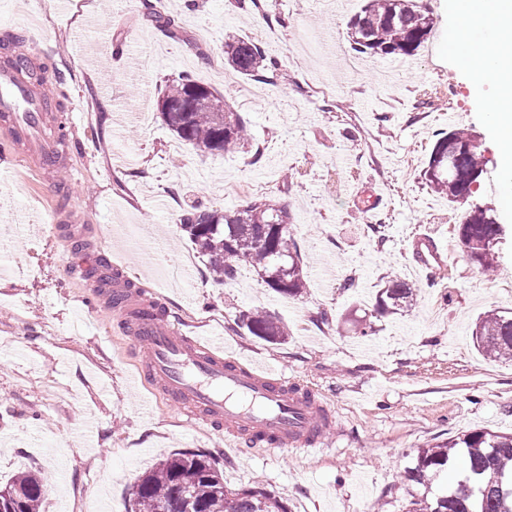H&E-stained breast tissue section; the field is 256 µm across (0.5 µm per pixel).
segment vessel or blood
<instances>
[{
    "mask_svg": "<svg viewBox=\"0 0 512 512\" xmlns=\"http://www.w3.org/2000/svg\"><path fill=\"white\" fill-rule=\"evenodd\" d=\"M50 100L25 83L16 70L0 69V159L12 160L11 144L24 134L32 150L51 156L42 140L44 111ZM417 261L444 265L435 240L423 233L415 239ZM115 309L130 330L128 349H142L140 385L158 391L178 406L187 424L203 425L232 446L249 444L267 453L289 447L312 453L323 431L334 421L326 392L303 388L280 374L256 371L224 354L219 336L201 337L167 311L146 289H130L126 279L115 281Z\"/></svg>",
    "mask_w": 512,
    "mask_h": 512,
    "instance_id": "1",
    "label": "vessel or blood"
}]
</instances>
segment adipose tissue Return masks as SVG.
Listing matches in <instances>:
<instances>
[{"mask_svg": "<svg viewBox=\"0 0 512 512\" xmlns=\"http://www.w3.org/2000/svg\"><path fill=\"white\" fill-rule=\"evenodd\" d=\"M457 17L450 51L471 85L484 94L485 119L499 145V166L512 188V0H452Z\"/></svg>", "mask_w": 512, "mask_h": 512, "instance_id": "1", "label": "adipose tissue"}]
</instances>
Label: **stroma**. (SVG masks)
<instances>
[{"mask_svg":"<svg viewBox=\"0 0 512 512\" xmlns=\"http://www.w3.org/2000/svg\"><path fill=\"white\" fill-rule=\"evenodd\" d=\"M174 16L179 38L147 17L142 0H0V37L56 66L73 96L72 123L50 128L83 142V154L39 173L0 177V228L12 250L0 275V481L25 470L50 477L41 512H134L135 478L175 452L220 450L222 439L186 426L128 390L133 357L119 355L110 304L85 314L77 265L111 252L124 275L150 288L199 333L224 337L244 365L271 366L330 392L339 420L314 456L252 449L224 457V485L285 495L291 512H406L400 474L417 448L488 427L512 433V361L483 358L471 327L485 311L512 308V207L501 202L496 143L480 98L448 55V0H421L435 33L412 56L353 54L347 25L363 0H152ZM254 40L286 81L242 76L224 60L228 31ZM191 75L249 122L247 149L215 153L183 145L156 101ZM467 130L484 164L470 200L448 203L420 174L437 133ZM176 198L159 211L164 190ZM385 203L368 208L367 193ZM270 196L284 205L308 287L273 292L249 267L217 284L177 221L188 205L231 210ZM491 209L503 234L488 275L458 237L472 204ZM159 237L171 261L201 267L199 284L166 281L161 266L129 248L128 226ZM434 232L456 261L416 271L415 232ZM406 281L415 307L378 317L369 336L354 321L371 311L381 277ZM261 306L288 327L281 343L252 336L241 313ZM329 319L317 323L319 313Z\"/></svg>","mask_w":512,"mask_h":512,"instance_id":"obj_1","label":"stroma"}]
</instances>
